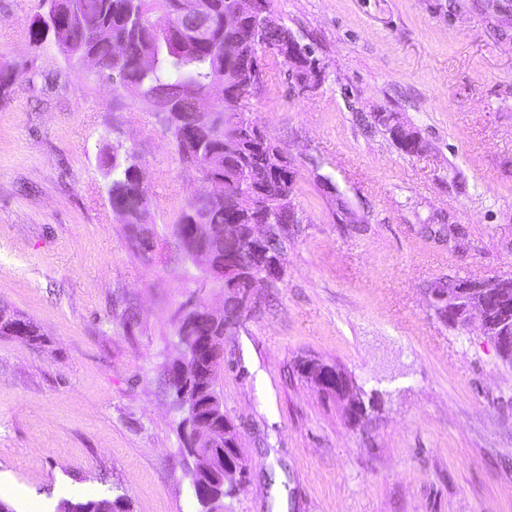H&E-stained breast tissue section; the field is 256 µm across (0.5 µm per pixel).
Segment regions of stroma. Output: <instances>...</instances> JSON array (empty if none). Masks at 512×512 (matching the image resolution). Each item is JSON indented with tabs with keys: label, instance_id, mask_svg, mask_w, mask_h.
<instances>
[{
	"label": "stroma",
	"instance_id": "stroma-1",
	"mask_svg": "<svg viewBox=\"0 0 512 512\" xmlns=\"http://www.w3.org/2000/svg\"><path fill=\"white\" fill-rule=\"evenodd\" d=\"M324 69L299 92L279 64L248 97L288 154L294 204L282 280L221 342L217 390L247 473L224 512H512V363L479 320L452 329L428 285L512 274V0H272ZM39 0H0V304L41 339L0 335V480L30 500L124 496L130 512H199L183 414L164 385L189 305L169 230L200 188L152 105L91 63L38 44ZM396 113L425 143L372 129ZM136 144L155 247L139 255L106 194L105 155ZM329 179L336 194L321 184ZM364 224L336 221V203ZM448 213L467 238L421 232ZM345 368L352 421L301 372Z\"/></svg>",
	"mask_w": 512,
	"mask_h": 512
}]
</instances>
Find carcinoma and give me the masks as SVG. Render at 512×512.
I'll use <instances>...</instances> for the list:
<instances>
[{
    "label": "carcinoma",
    "instance_id": "obj_1",
    "mask_svg": "<svg viewBox=\"0 0 512 512\" xmlns=\"http://www.w3.org/2000/svg\"><path fill=\"white\" fill-rule=\"evenodd\" d=\"M205 9L210 18L208 34L200 38L190 27L191 17L185 13L189 2ZM235 0H74L71 12L60 17L53 28L34 27L36 40L47 39L62 47L65 58L80 62L94 56L101 63V85L112 88V70L124 90L134 99H147L154 106L174 98L177 109L162 113L166 131L175 143L182 163H198L204 176L223 184L224 200L193 209L194 202L181 211L172 227L175 237L189 224H213L217 227L234 219L248 224L250 219L233 213L231 201L240 200L252 191L262 174L270 173L275 143L267 139L262 147L251 139L248 128L239 113L247 110L243 103L241 85L251 67L265 66L263 52L227 50L231 44L248 47L259 41L258 33L249 18L238 19L236 25H224L226 15L232 13ZM125 43L124 53L113 62V45ZM200 99L214 100L215 119L201 129L196 112ZM107 170L112 179L107 188L110 204L123 212L126 229L133 246L146 255L152 252L155 235L147 234L149 197L146 187L136 183L135 171L140 167L136 146L112 147ZM294 179L284 183L286 200L273 199L269 221L273 231L268 239L271 252L284 254L283 242L288 232L279 225L294 223L291 215ZM0 333L24 341L40 338L33 324L6 305H0ZM217 334L213 325L199 316L193 322V341L183 339V327L177 335L185 347L184 363L187 370L178 371L166 379L168 390L176 395L184 384L199 395L202 411L210 410L207 402L216 393L218 368L221 362L213 360L207 339ZM187 451L197 458L192 482L202 492L210 489L213 475L224 474L222 442L202 436ZM56 512H113L112 502L88 500L74 503L66 498L58 503Z\"/></svg>",
    "mask_w": 512,
    "mask_h": 512
}]
</instances>
